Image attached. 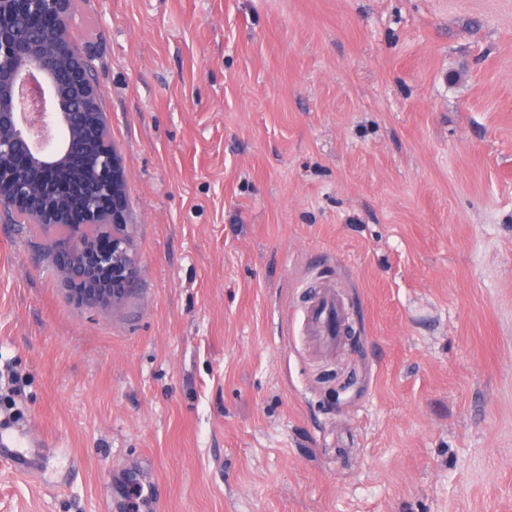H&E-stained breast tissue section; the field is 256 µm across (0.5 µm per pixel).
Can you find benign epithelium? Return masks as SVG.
<instances>
[{
	"label": "benign epithelium",
	"instance_id": "1",
	"mask_svg": "<svg viewBox=\"0 0 512 512\" xmlns=\"http://www.w3.org/2000/svg\"><path fill=\"white\" fill-rule=\"evenodd\" d=\"M76 0H0V208L28 203V223L46 236L66 225L56 263L73 299L114 305L139 273L125 223L117 155L98 151L107 122L85 59L68 40ZM62 165L77 192L58 193ZM108 224L112 249L89 236Z\"/></svg>",
	"mask_w": 512,
	"mask_h": 512
}]
</instances>
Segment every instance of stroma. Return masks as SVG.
I'll use <instances>...</instances> for the list:
<instances>
[{"label": "stroma", "instance_id": "stroma-1", "mask_svg": "<svg viewBox=\"0 0 512 512\" xmlns=\"http://www.w3.org/2000/svg\"><path fill=\"white\" fill-rule=\"evenodd\" d=\"M139 277L0 215V512H512V0H78ZM333 293L351 335L309 320Z\"/></svg>", "mask_w": 512, "mask_h": 512}]
</instances>
